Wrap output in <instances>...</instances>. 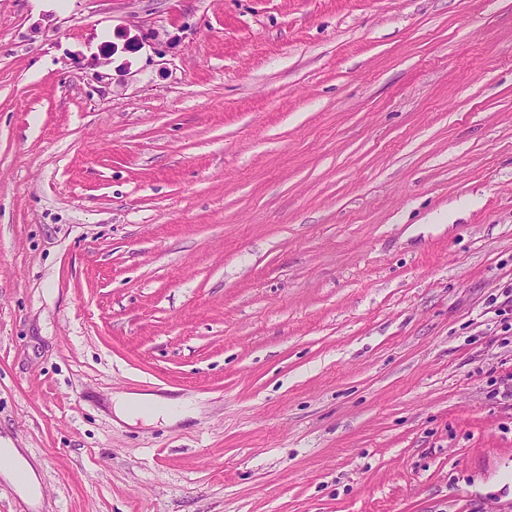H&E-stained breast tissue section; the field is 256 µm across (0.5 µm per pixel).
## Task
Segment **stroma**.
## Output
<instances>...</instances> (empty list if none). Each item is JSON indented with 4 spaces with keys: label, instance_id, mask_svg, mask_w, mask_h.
I'll return each instance as SVG.
<instances>
[{
    "label": "stroma",
    "instance_id": "35a3bbf8",
    "mask_svg": "<svg viewBox=\"0 0 512 512\" xmlns=\"http://www.w3.org/2000/svg\"><path fill=\"white\" fill-rule=\"evenodd\" d=\"M62 2L0 0V512H512V0ZM112 402L116 414L129 420L163 418L175 422L193 411L192 403L187 400L172 401L153 394L117 393ZM2 444L3 448H0V453L9 456L12 464L3 467L0 474L10 480L21 493L32 499H37L40 496V490L34 468L12 444L5 443L4 440H2Z\"/></svg>",
    "mask_w": 512,
    "mask_h": 512
}]
</instances>
